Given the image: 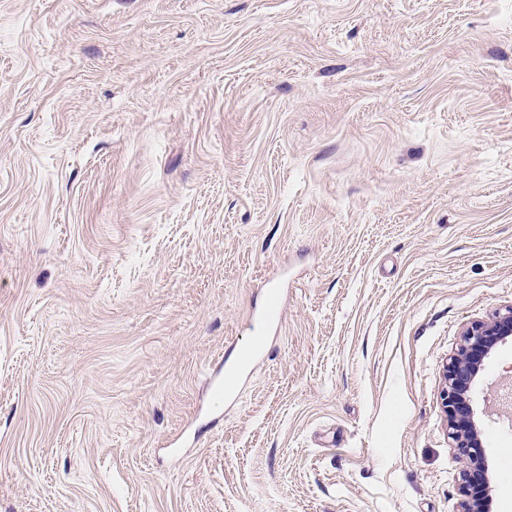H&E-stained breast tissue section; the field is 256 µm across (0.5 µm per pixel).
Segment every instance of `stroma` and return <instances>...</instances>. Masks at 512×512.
<instances>
[{"instance_id":"stroma-1","label":"stroma","mask_w":512,"mask_h":512,"mask_svg":"<svg viewBox=\"0 0 512 512\" xmlns=\"http://www.w3.org/2000/svg\"><path fill=\"white\" fill-rule=\"evenodd\" d=\"M509 305L512 0H0V512H461ZM461 348L444 366L445 383L439 400L448 417L453 447L469 460L470 470L464 477L462 512H486L484 492L472 474L484 469L482 431L478 413L469 395L483 370L484 359L512 337V305L494 313L486 321L471 323L462 333ZM472 470V474H471ZM275 311L273 308H265L259 312L252 314L254 323L259 328L258 336H260L258 343L249 352L237 359L234 363L225 368L224 381H218L212 385V395L218 401L223 399V396L233 394L237 388L242 373L248 369L256 354L265 350L267 341L264 332H266L274 319Z\"/></svg>"}]
</instances>
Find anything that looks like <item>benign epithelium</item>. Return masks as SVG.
<instances>
[{
    "label": "benign epithelium",
    "instance_id": "1",
    "mask_svg": "<svg viewBox=\"0 0 512 512\" xmlns=\"http://www.w3.org/2000/svg\"><path fill=\"white\" fill-rule=\"evenodd\" d=\"M462 336L461 348L444 366L445 383L439 400L448 417L453 447L470 464V473L465 475L462 486V512H486L484 492L473 477V473L484 469V452L478 413L469 392L483 370L484 359L512 337V305L486 321L471 323Z\"/></svg>",
    "mask_w": 512,
    "mask_h": 512
}]
</instances>
